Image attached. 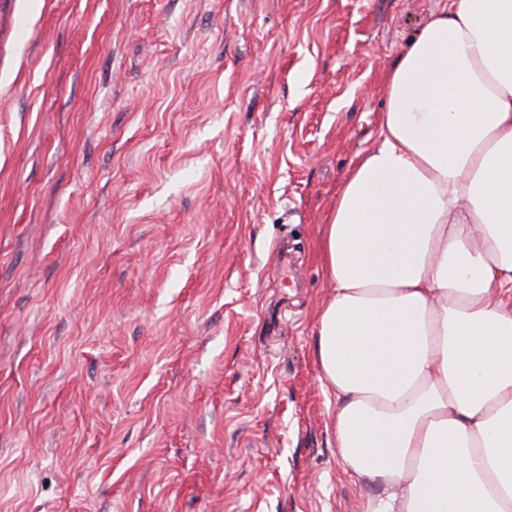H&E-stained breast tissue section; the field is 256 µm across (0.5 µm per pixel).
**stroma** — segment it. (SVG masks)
I'll return each mask as SVG.
<instances>
[{
	"label": "stroma",
	"instance_id": "stroma-1",
	"mask_svg": "<svg viewBox=\"0 0 512 512\" xmlns=\"http://www.w3.org/2000/svg\"><path fill=\"white\" fill-rule=\"evenodd\" d=\"M0 0V512H361L322 228L444 0Z\"/></svg>",
	"mask_w": 512,
	"mask_h": 512
}]
</instances>
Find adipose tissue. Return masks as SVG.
I'll use <instances>...</instances> for the list:
<instances>
[{
    "instance_id": "obj_1",
    "label": "adipose tissue",
    "mask_w": 512,
    "mask_h": 512,
    "mask_svg": "<svg viewBox=\"0 0 512 512\" xmlns=\"http://www.w3.org/2000/svg\"><path fill=\"white\" fill-rule=\"evenodd\" d=\"M325 225L316 356L362 512H512V0H447Z\"/></svg>"
}]
</instances>
